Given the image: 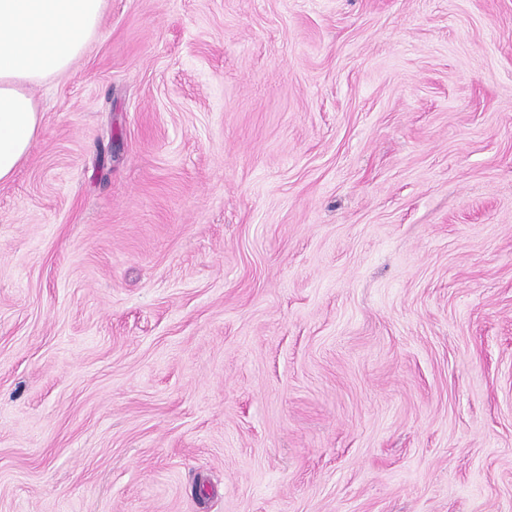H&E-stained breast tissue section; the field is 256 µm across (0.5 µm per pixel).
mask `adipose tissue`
<instances>
[{"label":"adipose tissue","mask_w":512,"mask_h":512,"mask_svg":"<svg viewBox=\"0 0 512 512\" xmlns=\"http://www.w3.org/2000/svg\"><path fill=\"white\" fill-rule=\"evenodd\" d=\"M105 0H0V183L41 129L31 88L71 68L96 37Z\"/></svg>","instance_id":"1"}]
</instances>
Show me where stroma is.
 Wrapping results in <instances>:
<instances>
[{
	"instance_id": "stroma-1",
	"label": "stroma",
	"mask_w": 512,
	"mask_h": 512,
	"mask_svg": "<svg viewBox=\"0 0 512 512\" xmlns=\"http://www.w3.org/2000/svg\"><path fill=\"white\" fill-rule=\"evenodd\" d=\"M0 184V512H512V0H107Z\"/></svg>"
}]
</instances>
